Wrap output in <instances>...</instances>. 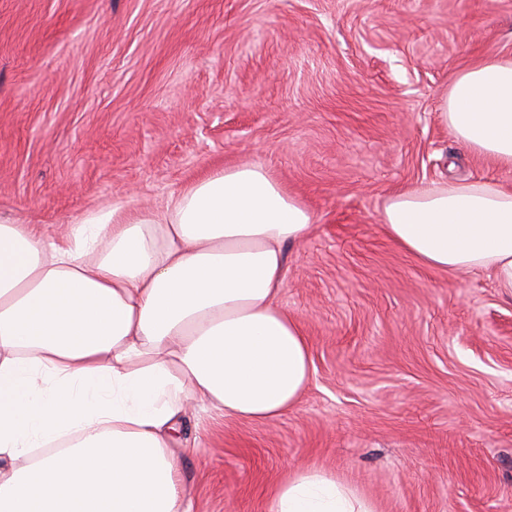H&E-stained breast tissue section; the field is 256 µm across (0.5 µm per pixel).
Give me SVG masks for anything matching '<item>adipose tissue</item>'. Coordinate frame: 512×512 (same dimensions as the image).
Returning <instances> with one entry per match:
<instances>
[{"mask_svg": "<svg viewBox=\"0 0 512 512\" xmlns=\"http://www.w3.org/2000/svg\"><path fill=\"white\" fill-rule=\"evenodd\" d=\"M440 120L512 170V58L461 70ZM310 210L268 169L199 179L163 213L102 209L65 243L0 219V512H192L170 436L189 396L225 416L292 409L311 348L278 302ZM388 237L425 267L490 271L512 295V190L491 179L410 187ZM270 512H376L335 473L300 470Z\"/></svg>", "mask_w": 512, "mask_h": 512, "instance_id": "1", "label": "adipose tissue"}]
</instances>
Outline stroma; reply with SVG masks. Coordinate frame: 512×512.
I'll list each match as a JSON object with an SVG mask.
<instances>
[{
  "label": "stroma",
  "instance_id": "35a3bbf8",
  "mask_svg": "<svg viewBox=\"0 0 512 512\" xmlns=\"http://www.w3.org/2000/svg\"><path fill=\"white\" fill-rule=\"evenodd\" d=\"M489 57H512V0H0L1 216L60 242L241 163L314 216L279 295L308 387L267 423L190 402L171 447L193 512H269L305 468L378 512H512V296L382 220L409 186L512 187L437 116Z\"/></svg>",
  "mask_w": 512,
  "mask_h": 512
}]
</instances>
